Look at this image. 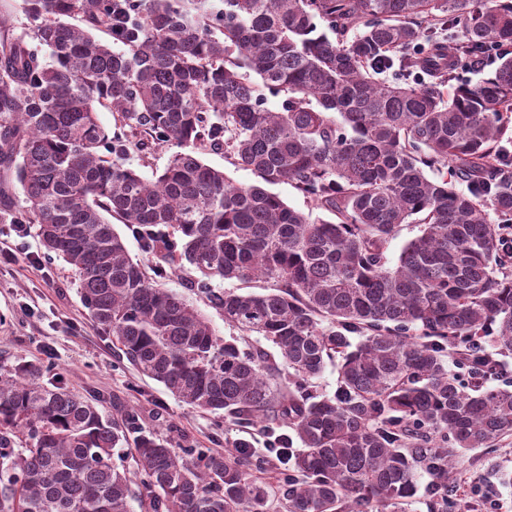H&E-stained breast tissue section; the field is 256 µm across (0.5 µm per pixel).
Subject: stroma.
<instances>
[{"label": "stroma", "mask_w": 512, "mask_h": 512, "mask_svg": "<svg viewBox=\"0 0 512 512\" xmlns=\"http://www.w3.org/2000/svg\"><path fill=\"white\" fill-rule=\"evenodd\" d=\"M24 239L26 254L0 266V354L50 368L71 390L100 399V408L136 407L142 425L173 445L223 451L243 443L264 459L259 477L277 486L285 470L269 453V436L256 425L192 410L178 402L162 384L139 374L112 346L111 337L93 323L85 308L75 272L62 259L48 256L34 225L0 223V250ZM192 270L169 273L166 287L192 304L216 334L229 339L235 329L225 325L222 312L202 296L184 288ZM512 473V437L490 448H476L459 458L453 476L461 486L460 506L475 512H512V486L503 474Z\"/></svg>", "instance_id": "35a3bbf8"}]
</instances>
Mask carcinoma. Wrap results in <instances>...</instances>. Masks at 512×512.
Instances as JSON below:
<instances>
[{
  "instance_id": "1",
  "label": "carcinoma",
  "mask_w": 512,
  "mask_h": 512,
  "mask_svg": "<svg viewBox=\"0 0 512 512\" xmlns=\"http://www.w3.org/2000/svg\"><path fill=\"white\" fill-rule=\"evenodd\" d=\"M20 9L28 31L0 23V172L23 203L1 186L0 223L36 225L93 322L179 402L291 429L271 446L301 444L283 454L285 512H401L420 468L444 506L456 458L512 436V385H488L499 364L484 348L512 355V0ZM452 29L458 41L440 38ZM486 56L489 76L457 80ZM393 68L403 82L376 78ZM101 107L132 140L109 137ZM131 143L143 161L177 151L147 177L122 163ZM207 147L260 183L205 164ZM285 182L331 219L270 190ZM110 216L164 264L191 266L185 287L277 354L218 336L157 284L161 268L129 256ZM402 224L422 229L392 268ZM332 362L336 392L319 394ZM263 465L239 445L177 448L133 407L106 416L41 366L0 360V512H266Z\"/></svg>"
}]
</instances>
